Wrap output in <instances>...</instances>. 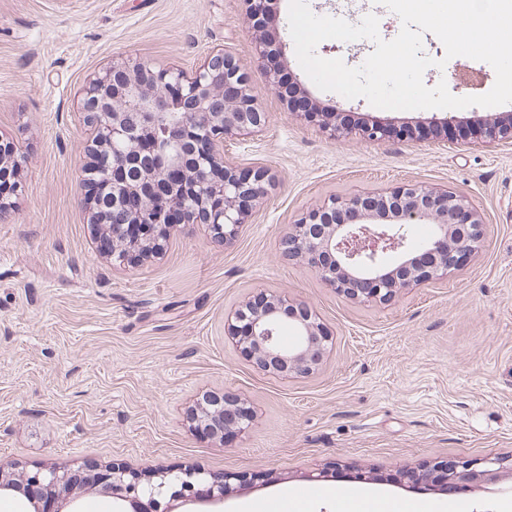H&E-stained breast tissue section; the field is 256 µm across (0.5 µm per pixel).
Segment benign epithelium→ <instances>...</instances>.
I'll list each match as a JSON object with an SVG mask.
<instances>
[{"instance_id": "obj_1", "label": "benign epithelium", "mask_w": 512, "mask_h": 512, "mask_svg": "<svg viewBox=\"0 0 512 512\" xmlns=\"http://www.w3.org/2000/svg\"><path fill=\"white\" fill-rule=\"evenodd\" d=\"M247 21L257 32L260 57L272 55L263 35L264 0H248ZM265 75L283 100L287 74L267 68ZM81 109L88 127L87 151L106 152L108 180L98 197H86L92 223L112 234V258L123 262L161 252L177 224H204L213 238L233 240L273 183L265 166L241 168L224 161V145L263 128L268 113L250 92V75L233 54L213 50L193 72L157 68L146 62H114L91 75ZM166 130L171 155L159 163L141 149ZM481 138L512 141V115L491 116ZM11 142L0 139V179L17 173ZM429 224L423 246L411 243L409 228ZM483 221L472 202L446 188L406 184L383 192L328 199L305 214L280 240L283 256L307 264L326 287L360 302L384 303L414 286L446 281L480 247ZM292 331L293 343L283 339ZM224 333L254 368L282 378L312 374L329 354L330 330L305 303L260 292L224 321ZM253 411L237 396L207 394L190 412L199 435L241 434ZM502 463L487 457L435 466L452 472L448 490L468 483L494 482ZM33 494L32 512H81L82 491L94 489L112 499L119 512H175L197 504L219 506L233 474L216 477L198 466L142 473L120 464L45 465L19 475Z\"/></svg>"}]
</instances>
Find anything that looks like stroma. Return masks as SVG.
<instances>
[{
  "instance_id": "stroma-1",
  "label": "stroma",
  "mask_w": 512,
  "mask_h": 512,
  "mask_svg": "<svg viewBox=\"0 0 512 512\" xmlns=\"http://www.w3.org/2000/svg\"><path fill=\"white\" fill-rule=\"evenodd\" d=\"M308 2L352 24L376 15L387 41L402 28L380 0ZM288 7L276 0L268 32L308 97L346 124L413 135L331 140L294 120L254 57L247 0H0V138L20 160L0 218V470L198 465L234 474L222 512H336L335 494L350 489L444 512L447 491L403 470L498 456L500 479L460 500L463 512H501L512 502V141L432 138L448 117L481 125L487 107L385 110L318 89L296 58ZM217 47L246 66L268 114L224 153L267 165L276 181L229 243L185 224L160 254L115 261L84 203L80 90L115 59L191 71ZM423 53L446 62L425 71L427 86L465 69L485 76L477 94L495 83L488 63L446 58L432 33ZM402 184L448 186L482 216L480 248L448 281L360 304L281 255L280 238L329 197ZM262 289L309 304L333 331V355L314 374L258 373L225 342V310ZM223 392L254 410L226 443L187 419Z\"/></svg>"
}]
</instances>
